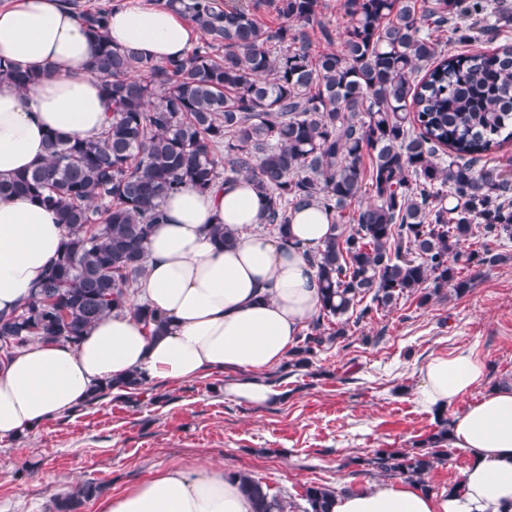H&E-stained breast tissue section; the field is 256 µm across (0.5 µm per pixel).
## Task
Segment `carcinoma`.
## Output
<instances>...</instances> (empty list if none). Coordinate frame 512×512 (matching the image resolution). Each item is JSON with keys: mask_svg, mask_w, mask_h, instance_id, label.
Here are the masks:
<instances>
[{"mask_svg": "<svg viewBox=\"0 0 512 512\" xmlns=\"http://www.w3.org/2000/svg\"><path fill=\"white\" fill-rule=\"evenodd\" d=\"M152 2L192 21L200 39L191 51L150 62L109 42L110 6L81 11L108 125L95 142L51 132L43 162L0 178V199L38 202L65 228L31 297L0 312L1 361L35 339L75 345L123 312L161 202L184 186L250 179L284 241L293 212L315 204L332 216L334 233L307 251L321 306L296 367L348 336L347 315L371 320L405 296L426 305L446 288L459 297L504 260L489 244L512 241V172L486 157L512 144V45L448 55L433 34L448 27L460 44L499 34L512 23L509 0H431L423 10L413 0H344L341 48L316 54L303 27L333 42L318 20L321 0H271L285 20L277 27L257 23L256 0ZM2 79L22 91L38 82L0 59ZM365 195L373 201L352 208ZM475 239L479 247L462 250ZM146 384L132 374L88 402ZM446 446L444 426L426 452L379 449L367 464L423 486ZM235 476L256 512L298 509L252 475ZM102 491L85 481L57 497L54 512H82ZM333 494L307 486L301 512H330Z\"/></svg>", "mask_w": 512, "mask_h": 512, "instance_id": "carcinoma-1", "label": "carcinoma"}]
</instances>
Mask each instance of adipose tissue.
Instances as JSON below:
<instances>
[{
    "mask_svg": "<svg viewBox=\"0 0 512 512\" xmlns=\"http://www.w3.org/2000/svg\"><path fill=\"white\" fill-rule=\"evenodd\" d=\"M113 46L155 63L186 56L192 31L169 9L122 0L107 16ZM93 44L67 0H0V57L37 74L19 91L0 82V177L42 162L46 135L97 140L109 106L90 71ZM265 201L248 179L202 193L167 196L164 220L147 243L149 263L127 311L102 318L79 346L36 340L0 363V436L31 434L73 411L97 385L136 372L173 383L236 371L225 397L254 407L283 400L268 370L287 360L320 308L315 267L306 252L332 233L320 207L296 211L290 244L257 233ZM233 242L217 246L212 225ZM64 229L56 213L24 198L0 199V311L18 309L54 259ZM145 306L165 317L161 331L138 318ZM487 365L462 347L431 356L413 402L447 412L477 387L448 424V445L469 456L457 491L434 496L418 484L366 481L333 497L331 512H512V386L487 389ZM99 512H254L252 499L223 468L179 465L101 500Z\"/></svg>",
    "mask_w": 512,
    "mask_h": 512,
    "instance_id": "1",
    "label": "adipose tissue"
}]
</instances>
